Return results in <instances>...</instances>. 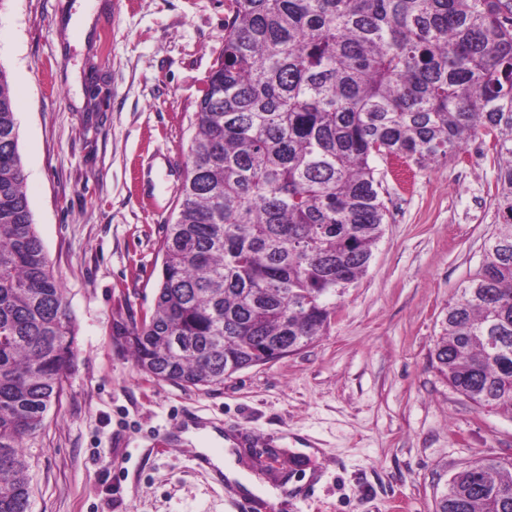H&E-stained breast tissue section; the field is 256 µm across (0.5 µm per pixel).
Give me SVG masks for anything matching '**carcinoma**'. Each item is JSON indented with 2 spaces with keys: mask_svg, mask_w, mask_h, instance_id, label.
I'll return each instance as SVG.
<instances>
[{
  "mask_svg": "<svg viewBox=\"0 0 512 512\" xmlns=\"http://www.w3.org/2000/svg\"><path fill=\"white\" fill-rule=\"evenodd\" d=\"M0 68V512H31L25 440L75 367L76 328L24 188ZM497 231L448 304L432 366L512 419V0H232L199 103L153 312L113 327L139 371L182 387L299 350L366 274L387 208L374 161L422 168L479 135ZM434 512H512V458L456 472Z\"/></svg>",
  "mask_w": 512,
  "mask_h": 512,
  "instance_id": "carcinoma-1",
  "label": "carcinoma"
}]
</instances>
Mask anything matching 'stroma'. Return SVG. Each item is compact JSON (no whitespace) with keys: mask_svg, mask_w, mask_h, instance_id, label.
<instances>
[{"mask_svg":"<svg viewBox=\"0 0 512 512\" xmlns=\"http://www.w3.org/2000/svg\"><path fill=\"white\" fill-rule=\"evenodd\" d=\"M227 13L228 0H0L25 190L77 328L75 369L26 447L32 512H226L232 486L197 465L220 442L186 440L187 411L236 424L237 462L260 483L305 480L311 505L277 512H433L454 473L512 455V420L430 362L494 231L489 141L406 178L378 162L385 233L305 348L197 389L147 377L113 339L116 320L154 308Z\"/></svg>","mask_w":512,"mask_h":512,"instance_id":"1","label":"stroma"}]
</instances>
